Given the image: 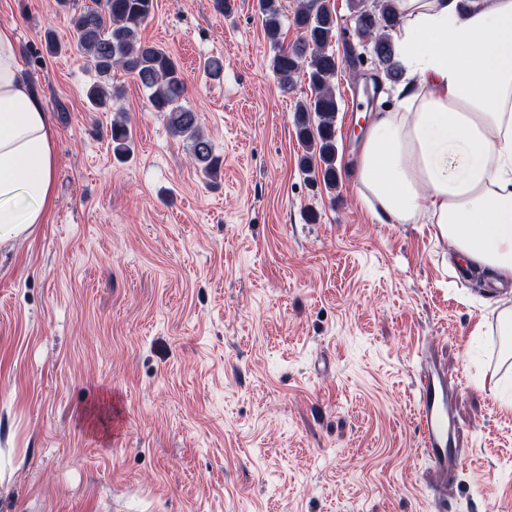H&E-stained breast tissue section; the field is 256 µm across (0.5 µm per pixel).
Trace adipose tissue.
<instances>
[{"instance_id": "obj_1", "label": "adipose tissue", "mask_w": 512, "mask_h": 512, "mask_svg": "<svg viewBox=\"0 0 512 512\" xmlns=\"http://www.w3.org/2000/svg\"><path fill=\"white\" fill-rule=\"evenodd\" d=\"M404 80L355 158L384 224L436 227L461 265L512 279V0H394ZM50 117L0 27V245L26 238L53 201Z\"/></svg>"}]
</instances>
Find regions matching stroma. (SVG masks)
Masks as SVG:
<instances>
[{
    "instance_id": "stroma-1",
    "label": "stroma",
    "mask_w": 512,
    "mask_h": 512,
    "mask_svg": "<svg viewBox=\"0 0 512 512\" xmlns=\"http://www.w3.org/2000/svg\"><path fill=\"white\" fill-rule=\"evenodd\" d=\"M330 4L332 190L300 168L307 74L282 89L257 0H155L140 32L180 66L214 180L130 75L115 111L88 101L59 0H0L56 154L46 223L0 247V512H433L415 385L442 370L448 512H512V289L462 272L434 225L372 217L349 174L392 92L352 109L376 63L350 0Z\"/></svg>"
}]
</instances>
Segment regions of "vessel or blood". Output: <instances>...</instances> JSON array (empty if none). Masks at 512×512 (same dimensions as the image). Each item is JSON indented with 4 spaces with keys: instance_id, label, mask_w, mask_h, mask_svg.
I'll list each match as a JSON object with an SVG mask.
<instances>
[{
    "instance_id": "obj_1",
    "label": "vessel or blood",
    "mask_w": 512,
    "mask_h": 512,
    "mask_svg": "<svg viewBox=\"0 0 512 512\" xmlns=\"http://www.w3.org/2000/svg\"><path fill=\"white\" fill-rule=\"evenodd\" d=\"M448 378L425 377L416 394L417 418L423 432L424 453L440 479L455 471L461 456L448 432Z\"/></svg>"
}]
</instances>
